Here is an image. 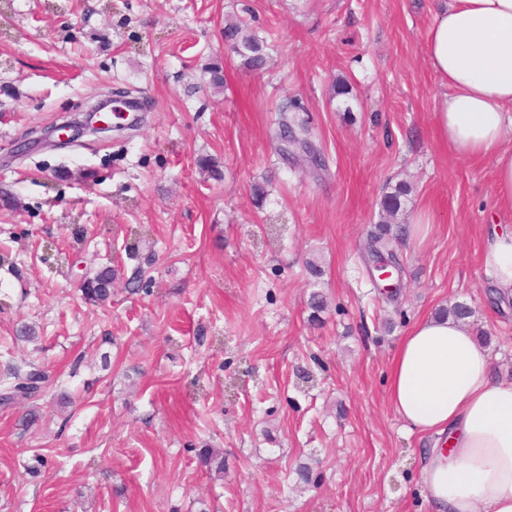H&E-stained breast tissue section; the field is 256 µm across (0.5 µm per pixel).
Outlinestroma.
Returning a JSON list of instances; mask_svg holds the SVG:
<instances>
[{
	"mask_svg": "<svg viewBox=\"0 0 512 512\" xmlns=\"http://www.w3.org/2000/svg\"><path fill=\"white\" fill-rule=\"evenodd\" d=\"M432 8L0 0V380L51 377L0 406V512H428L425 442L386 394L400 338L465 305L512 380V314L490 306L479 261L512 210L490 160L437 142ZM229 16L267 39L264 71L225 52ZM122 90L147 96L133 129L13 154ZM285 102L324 168L283 159ZM401 186L389 298L369 238ZM106 266L112 294L90 304L83 270ZM7 375L11 381L4 383L3 389H0V405H10L17 399L33 400L44 391L48 381L45 371L36 368L22 371L8 367Z\"/></svg>",
	"mask_w": 512,
	"mask_h": 512,
	"instance_id": "1",
	"label": "stroma"
}]
</instances>
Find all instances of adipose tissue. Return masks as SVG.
Wrapping results in <instances>:
<instances>
[{
	"mask_svg": "<svg viewBox=\"0 0 512 512\" xmlns=\"http://www.w3.org/2000/svg\"><path fill=\"white\" fill-rule=\"evenodd\" d=\"M426 42L443 88L440 145L491 159L497 202L512 209V0H436ZM482 265L494 301L512 308V227L491 228ZM387 397L409 429L439 440L419 471L431 512H512V380L493 375L469 326L417 321L393 354Z\"/></svg>",
	"mask_w": 512,
	"mask_h": 512,
	"instance_id": "obj_1",
	"label": "adipose tissue"
}]
</instances>
